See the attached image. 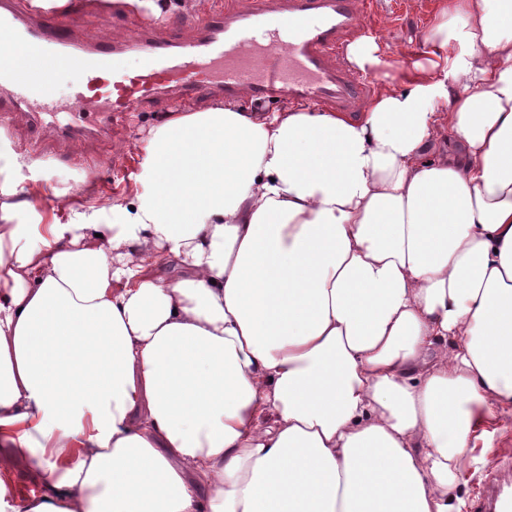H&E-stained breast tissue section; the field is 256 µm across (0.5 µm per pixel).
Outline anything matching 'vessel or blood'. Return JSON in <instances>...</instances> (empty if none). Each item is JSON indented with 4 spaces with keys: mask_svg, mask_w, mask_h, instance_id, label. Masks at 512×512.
<instances>
[{
    "mask_svg": "<svg viewBox=\"0 0 512 512\" xmlns=\"http://www.w3.org/2000/svg\"><path fill=\"white\" fill-rule=\"evenodd\" d=\"M364 0H225L198 15L191 35L145 33L126 43L104 36L92 44L74 34V16L51 17L24 0H0V113L22 116L33 135L52 130L67 141L126 122L131 113L169 95L188 104L204 96L248 95L261 108L288 95L336 113L355 112L372 92L368 78L344 61L349 39L363 27ZM139 53L133 75L117 65ZM76 65L73 119L49 110L51 76ZM472 512H512V452L503 451L485 478Z\"/></svg>",
    "mask_w": 512,
    "mask_h": 512,
    "instance_id": "1",
    "label": "vessel or blood"
}]
</instances>
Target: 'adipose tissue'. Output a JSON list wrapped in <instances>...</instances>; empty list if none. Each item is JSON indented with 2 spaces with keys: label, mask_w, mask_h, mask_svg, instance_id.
<instances>
[{
  "label": "adipose tissue",
  "mask_w": 512,
  "mask_h": 512,
  "mask_svg": "<svg viewBox=\"0 0 512 512\" xmlns=\"http://www.w3.org/2000/svg\"><path fill=\"white\" fill-rule=\"evenodd\" d=\"M424 42L356 120L174 113L127 205L41 213L0 148V469L47 467L0 512H463L512 408V0Z\"/></svg>",
  "instance_id": "obj_1"
}]
</instances>
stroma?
Here are the masks:
<instances>
[{"mask_svg":"<svg viewBox=\"0 0 512 512\" xmlns=\"http://www.w3.org/2000/svg\"><path fill=\"white\" fill-rule=\"evenodd\" d=\"M73 2L85 12L78 25V34L82 41L89 43L104 32L95 17L98 11L111 10L113 31L134 41L138 38V23L149 16L157 21V35L187 34L192 19L206 7L208 0H179L176 9L158 16L147 4L130 11L121 5L109 4L108 0ZM372 2L373 8L364 28L379 36L388 60L386 67L369 75L374 88L378 89L398 78L402 69L420 52L422 37L437 0ZM178 109V104L171 100L147 107L136 113L129 126L116 128L111 137L97 141L64 143L48 132L37 140L27 125L19 120L8 130L0 129V139L8 141L15 153L36 160L44 181L57 189V196L38 200L39 210L47 213L68 201L86 199L107 208L115 202L130 201L141 150L150 131ZM77 156L85 157L94 164V171L73 165L72 160ZM489 441L491 451L478 455L476 463L470 464L462 477L460 492L466 500H473L487 470L501 450L512 448V415L493 425Z\"/></svg>","mask_w":512,"mask_h":512,"instance_id":"stroma-1","label":"stroma"}]
</instances>
